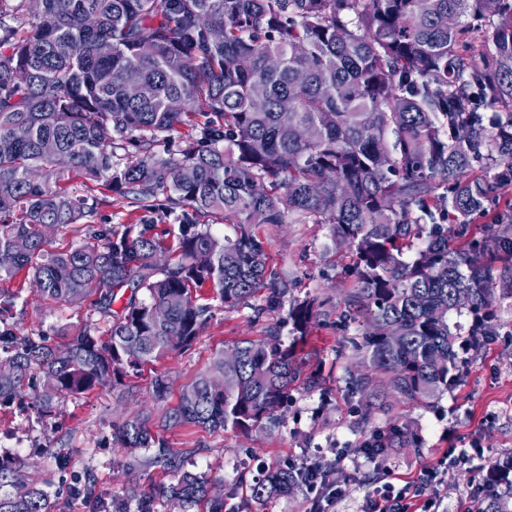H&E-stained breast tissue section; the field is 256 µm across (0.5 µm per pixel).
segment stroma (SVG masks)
<instances>
[{
	"instance_id": "stroma-1",
	"label": "stroma",
	"mask_w": 512,
	"mask_h": 512,
	"mask_svg": "<svg viewBox=\"0 0 512 512\" xmlns=\"http://www.w3.org/2000/svg\"><path fill=\"white\" fill-rule=\"evenodd\" d=\"M59 179L67 191L97 200L92 219L96 227L136 224L145 214L132 194L108 191L69 170L62 171ZM260 233L271 266L294 284L295 295H315L326 303L328 316L315 325L301 353L307 369H319L324 383L316 389L292 391L281 409L282 426L270 431L245 437L191 424L165 431L169 447L185 453V469L211 480L214 493L224 500V512H306L305 487L265 503L247 499L246 490L267 466L288 460L332 465L345 489L335 512H361L385 482L401 486L422 477L426 468L437 466L448 447L477 448L480 458L448 472L436 485L439 512H470L484 467L512 455V293L497 295V334L468 351L457 387L431 408L398 403L385 408L380 399L349 395L341 379L343 363L353 357L337 355L343 333L335 316L343 308L349 284L325 226L296 219L262 227ZM0 289L15 296L11 323L21 336H43L55 345L90 324L97 336H106L111 325L92 299L72 306L40 299L22 273L0 282ZM212 308L211 319L192 347L145 366L140 377L129 379L120 390L100 387L62 400L53 419L43 418L32 404L44 380L43 375H35L21 400L0 406V455L16 457L23 483L49 492L57 512H91L90 504L74 493L90 479L108 499L121 496L130 484L150 494L169 483L170 475L159 468H128L126 450L112 443L114 424L137 412L158 415L174 408L183 389L209 368L214 352L243 339H265L285 316L279 310L258 317L250 306L225 309L217 301ZM159 373L165 374L168 384L167 397L160 403L153 399L150 385ZM409 420L419 429L421 447L374 459L360 452L372 431Z\"/></svg>"
}]
</instances>
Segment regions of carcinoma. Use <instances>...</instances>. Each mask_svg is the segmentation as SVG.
<instances>
[{
  "label": "carcinoma",
  "mask_w": 512,
  "mask_h": 512,
  "mask_svg": "<svg viewBox=\"0 0 512 512\" xmlns=\"http://www.w3.org/2000/svg\"><path fill=\"white\" fill-rule=\"evenodd\" d=\"M20 26L0 51V280L24 271L59 304L95 295L112 324L105 342L86 327L52 347L15 334V296L0 293L1 406L35 370L46 414L63 398L123 387L193 344L212 313L198 292L211 289L226 309L261 294L256 314L287 309L289 344L277 334L237 342L177 408L132 416L113 433L115 445L152 451L150 463L176 478L159 495L224 512L161 432L184 423L246 436L275 429L291 385L320 386V372L303 375L296 354L322 302L294 295L270 269L258 232L292 215L326 225L349 258L343 318L356 325L346 343L358 362L346 369L348 390L430 407L460 384L459 351L495 334L496 271L512 258V200L497 195L512 186V0H42L37 20ZM214 30L223 41L211 40ZM102 42L112 55L99 54ZM173 99L181 109H170ZM183 126V145L155 150ZM119 150L136 159L121 162ZM61 162L134 194L162 222L180 216L175 247L151 234V220L47 251L51 236L95 210L53 180ZM216 216L232 234L211 232L205 219ZM125 288L134 294L116 311ZM464 311L465 335L451 323ZM419 447L405 423L371 433L361 449L379 457ZM16 483L15 458L0 456V512H54L46 491H10ZM299 483L295 470L274 466L248 490L265 502ZM484 485L482 512H512V458L489 463ZM77 494L105 505L90 481ZM112 512L153 509L129 487Z\"/></svg>",
  "instance_id": "1"
}]
</instances>
